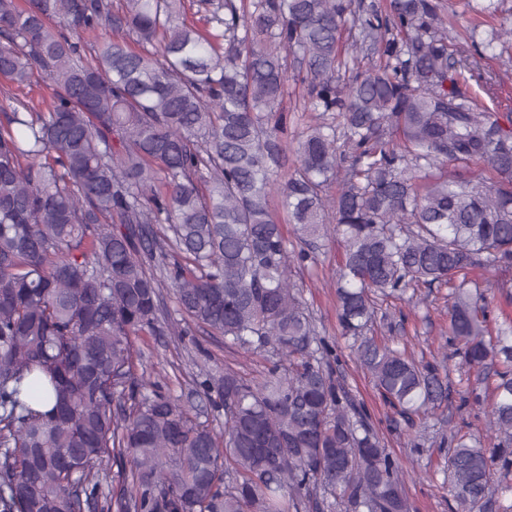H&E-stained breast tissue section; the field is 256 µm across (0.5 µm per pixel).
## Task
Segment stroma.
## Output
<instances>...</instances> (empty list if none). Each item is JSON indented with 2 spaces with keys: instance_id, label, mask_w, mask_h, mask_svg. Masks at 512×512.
Here are the masks:
<instances>
[{
  "instance_id": "stroma-1",
  "label": "stroma",
  "mask_w": 512,
  "mask_h": 512,
  "mask_svg": "<svg viewBox=\"0 0 512 512\" xmlns=\"http://www.w3.org/2000/svg\"><path fill=\"white\" fill-rule=\"evenodd\" d=\"M444 14L452 15L449 37L463 34L473 19H480L477 41L490 37L485 21L488 5H495L497 17H512V0H440ZM469 93L486 107L496 109L502 118H512V58L485 61L481 75L468 82ZM28 103L32 111H47L52 86L42 73H34L24 85H16L0 76V113L12 111L17 101ZM343 245L329 237L318 241L313 261L294 267L292 279L312 314L322 336L338 345L336 361L331 364L334 377L354 399L365 405L374 429L386 448L399 460L405 472V494L410 512H456L444 470L448 447L446 437L460 431L477 437L486 435L487 405L482 398L485 387L477 372L468 371L459 351L447 343L448 290L423 288L419 304L401 302L383 304L379 310L385 321L377 325L378 336L405 347L416 360L443 365L448 374L449 398L425 427H411L373 387L365 371L341 338L336 316V268ZM144 369L159 380L163 391L172 397L204 405L196 378L203 372L222 374L225 367L250 374L262 371V356L246 355L227 345L223 336L202 326H190L183 340L166 332L144 331L133 339Z\"/></svg>"
}]
</instances>
